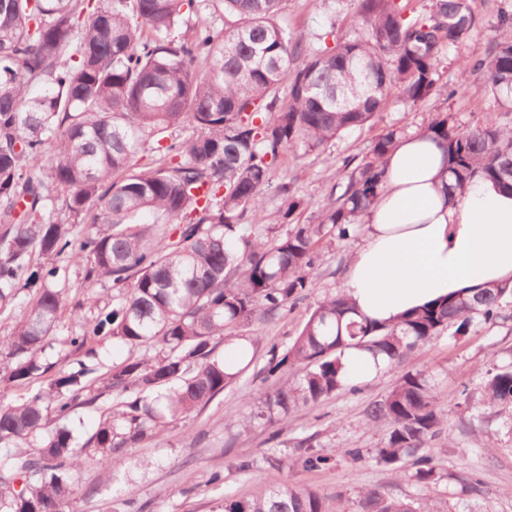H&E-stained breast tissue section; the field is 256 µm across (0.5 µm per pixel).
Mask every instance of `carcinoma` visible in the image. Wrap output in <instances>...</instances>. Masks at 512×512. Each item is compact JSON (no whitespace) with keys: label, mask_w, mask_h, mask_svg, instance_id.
Returning a JSON list of instances; mask_svg holds the SVG:
<instances>
[{"label":"carcinoma","mask_w":512,"mask_h":512,"mask_svg":"<svg viewBox=\"0 0 512 512\" xmlns=\"http://www.w3.org/2000/svg\"><path fill=\"white\" fill-rule=\"evenodd\" d=\"M219 3L224 28L182 29L186 14ZM286 0H0V310L20 290L36 289L27 315L0 338V382L23 383L53 367L45 357L62 308L48 286L67 255L91 285L112 282V302L84 319L69 339L85 354L76 367L24 402L0 406V512H74L89 495L77 473L123 448L160 438L170 425L208 406L237 374L216 355L217 339L285 313L316 287L315 253L347 237L381 192L384 160L405 127L378 133L353 168L326 185L317 220L293 183L275 182L287 152L324 148L344 133L374 124L391 91L414 106L453 96L438 83L445 49L467 43L479 27L473 0H432L417 14L408 0H354L364 36L329 46L307 43L278 24ZM462 80L482 77L498 112H512V13L487 56L459 59ZM288 84V97L280 95ZM193 134L178 140L174 130ZM419 132L448 156V195L485 178L512 189V124L489 115L468 127L435 112ZM153 142L154 158L137 156ZM280 200L267 222V195ZM76 219L46 218L50 205ZM512 303L508 283L445 298L378 325L341 293L316 301L287 348L269 350L263 380L297 372L265 394L236 425L258 422L280 437L288 414L349 385L342 354L362 348L399 362L446 331L465 336L501 317ZM112 339L145 353L112 365L96 388L88 342ZM512 435V359L480 372L477 400ZM80 407L102 410L82 443L68 428ZM385 425L373 458L416 469L413 496L380 487L361 491L352 512H480L467 478L444 474L426 449L445 423L432 378L402 375L368 408ZM306 469L332 457L310 452ZM460 485L462 507L444 509L425 494L441 481ZM223 512H325L317 492L288 481L245 498L226 497Z\"/></svg>","instance_id":"obj_1"}]
</instances>
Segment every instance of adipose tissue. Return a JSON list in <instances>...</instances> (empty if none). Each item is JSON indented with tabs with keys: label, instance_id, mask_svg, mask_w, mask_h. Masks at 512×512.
Here are the masks:
<instances>
[{
	"label": "adipose tissue",
	"instance_id": "obj_1",
	"mask_svg": "<svg viewBox=\"0 0 512 512\" xmlns=\"http://www.w3.org/2000/svg\"><path fill=\"white\" fill-rule=\"evenodd\" d=\"M446 156L423 134L400 140L364 214L366 237L349 259L346 295L379 324L439 299L512 282V193L489 181L448 197Z\"/></svg>",
	"mask_w": 512,
	"mask_h": 512
}]
</instances>
